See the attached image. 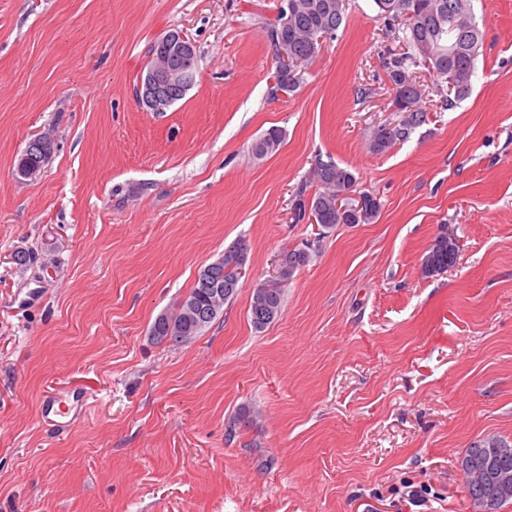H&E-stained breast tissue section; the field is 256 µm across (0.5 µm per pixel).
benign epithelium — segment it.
Returning a JSON list of instances; mask_svg holds the SVG:
<instances>
[{
  "label": "benign epithelium",
  "instance_id": "7a95c632",
  "mask_svg": "<svg viewBox=\"0 0 512 512\" xmlns=\"http://www.w3.org/2000/svg\"><path fill=\"white\" fill-rule=\"evenodd\" d=\"M195 43L186 34L174 38L164 35L151 44L150 56L154 59L151 68L144 72L137 84L136 95L140 104L149 112H166L175 100L159 93L163 85L179 84L182 93H187L193 82L183 78L184 69L196 65Z\"/></svg>",
  "mask_w": 512,
  "mask_h": 512
}]
</instances>
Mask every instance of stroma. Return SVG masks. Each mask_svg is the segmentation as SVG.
Returning a JSON list of instances; mask_svg holds the SVG:
<instances>
[{"instance_id": "obj_1", "label": "stroma", "mask_w": 512, "mask_h": 512, "mask_svg": "<svg viewBox=\"0 0 512 512\" xmlns=\"http://www.w3.org/2000/svg\"><path fill=\"white\" fill-rule=\"evenodd\" d=\"M472 3L470 94L437 111L421 71L426 123L376 154L371 130L399 115L373 0H349L279 97V0H0V512H474L462 456L512 442V0ZM174 28L196 81L149 112L134 86ZM271 128L280 147L254 156ZM38 134L57 151L21 179ZM319 158L379 198L371 223H292ZM445 225L457 260L422 277ZM238 242L223 314L153 341ZM294 248L310 261L255 331L252 294ZM69 390L83 405L51 426L41 402Z\"/></svg>"}]
</instances>
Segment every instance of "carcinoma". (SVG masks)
Returning a JSON list of instances; mask_svg holds the SVG:
<instances>
[{
	"label": "carcinoma",
	"instance_id": "1",
	"mask_svg": "<svg viewBox=\"0 0 512 512\" xmlns=\"http://www.w3.org/2000/svg\"><path fill=\"white\" fill-rule=\"evenodd\" d=\"M377 18L384 20L391 38L407 51L395 53L384 49L378 53L383 71L395 90L402 91L403 99H395L392 106L400 119L387 124L385 135L373 130L369 138L372 152L383 154L407 140L412 131L428 120L422 107L426 90L417 80L415 69L423 66L443 82H453V96H444L441 107L453 106L454 101L466 96L471 88L477 59L483 47V32L476 21L472 0H373ZM346 23V0H288V9L279 10L271 25L269 37L275 50H284L288 59L300 61L297 72L289 77L275 73L273 93H293L300 85L302 70L313 61L319 45L329 37L334 39ZM283 131L269 129L254 151L266 156L278 149ZM312 182L315 192L307 194V187H298L292 198L291 214L295 224H309L311 219L330 229L338 224H368L381 208L379 199L369 193L352 195L357 179L351 169L334 161L314 164ZM441 231L422 262V275L431 277L448 270L456 262L459 247L445 240ZM310 258L304 249L282 252L279 274L274 285H262L254 290L249 311L255 330L261 331L281 313L284 302L282 284L291 280L297 270ZM247 247L237 243L224 250L214 267L211 284H204V273H199L185 299L177 306V313L160 314L153 322L150 335L161 342L163 336H180L189 342L200 336L210 321L198 317L203 310L214 309V316L223 311L224 303L233 299L244 276ZM466 474L467 489L473 504L480 512H497L500 505L512 500V489L505 493L494 482L476 475L486 467L512 476V445L492 436L483 438L468 448L461 459Z\"/></svg>",
	"mask_w": 512,
	"mask_h": 512
}]
</instances>
